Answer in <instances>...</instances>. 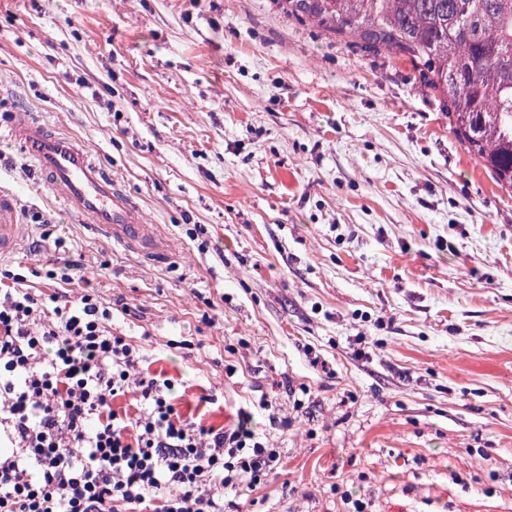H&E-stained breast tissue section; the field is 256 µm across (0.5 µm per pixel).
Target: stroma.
I'll list each match as a JSON object with an SVG mask.
<instances>
[{
  "mask_svg": "<svg viewBox=\"0 0 512 512\" xmlns=\"http://www.w3.org/2000/svg\"><path fill=\"white\" fill-rule=\"evenodd\" d=\"M18 112L152 241L69 212ZM2 193L27 235L0 265L93 289L182 418L278 449L236 512H512V192L409 62L273 0H0ZM9 135L43 180L63 191L69 209L86 217L101 234L124 244L150 239L149 224H143L138 207L74 139L49 133L44 124L21 112Z\"/></svg>",
  "mask_w": 512,
  "mask_h": 512,
  "instance_id": "35a3bbf8",
  "label": "stroma"
}]
</instances>
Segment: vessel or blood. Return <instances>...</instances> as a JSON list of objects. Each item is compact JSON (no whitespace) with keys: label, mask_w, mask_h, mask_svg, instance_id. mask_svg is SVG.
Listing matches in <instances>:
<instances>
[{"label":"vessel or blood","mask_w":512,"mask_h":512,"mask_svg":"<svg viewBox=\"0 0 512 512\" xmlns=\"http://www.w3.org/2000/svg\"><path fill=\"white\" fill-rule=\"evenodd\" d=\"M43 180L63 191L69 209L86 217L104 236L125 244L147 242L150 227L136 205L113 184L74 139L48 132L45 125L19 113L9 128ZM12 199L0 195V258L13 254L26 227L13 223Z\"/></svg>","instance_id":"obj_1"}]
</instances>
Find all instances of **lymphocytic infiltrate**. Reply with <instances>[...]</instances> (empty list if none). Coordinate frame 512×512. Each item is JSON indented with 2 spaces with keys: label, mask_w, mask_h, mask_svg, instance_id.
I'll return each instance as SVG.
<instances>
[{
  "label": "lymphocytic infiltrate",
  "mask_w": 512,
  "mask_h": 512,
  "mask_svg": "<svg viewBox=\"0 0 512 512\" xmlns=\"http://www.w3.org/2000/svg\"><path fill=\"white\" fill-rule=\"evenodd\" d=\"M0 512H224L216 487L260 485L279 459L241 418L182 420L94 295L44 300L0 269ZM141 408L125 421L112 403Z\"/></svg>",
  "instance_id": "1"
}]
</instances>
